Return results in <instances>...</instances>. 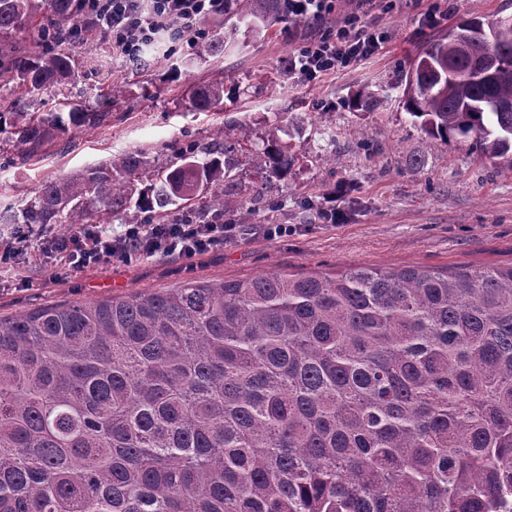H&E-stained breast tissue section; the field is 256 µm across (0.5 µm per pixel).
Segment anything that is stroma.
Returning a JSON list of instances; mask_svg holds the SVG:
<instances>
[{
  "label": "stroma",
  "instance_id": "stroma-1",
  "mask_svg": "<svg viewBox=\"0 0 512 512\" xmlns=\"http://www.w3.org/2000/svg\"><path fill=\"white\" fill-rule=\"evenodd\" d=\"M432 0H404L400 12L382 16L392 40L356 70L315 83L285 79L288 56L306 26L270 20L243 46L208 63L192 47L148 59L137 69L90 41L72 46L78 76L73 99L94 104L121 82L127 96L98 126L71 130L38 149L0 134V209H22L45 180L108 164L135 149L175 155L191 143H208L216 126L251 116L265 132H289L297 162L288 181L254 204L224 250L190 259L135 256L104 263L55 282L42 253L29 251L15 266H0V316L142 291L188 281L220 282L281 271L336 275L352 266H498L512 263V171L493 169L479 155L424 134L404 110L400 78L416 55L450 23L479 15H512V0H452L447 19L427 27L421 14ZM223 79V112H188L184 91ZM380 99L371 112L349 106L357 93ZM334 136L339 164L322 156ZM336 208L328 224L319 210ZM267 224H293L296 233L267 238Z\"/></svg>",
  "mask_w": 512,
  "mask_h": 512
}]
</instances>
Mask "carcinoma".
Instances as JSON below:
<instances>
[{
    "instance_id": "carcinoma-1",
    "label": "carcinoma",
    "mask_w": 512,
    "mask_h": 512,
    "mask_svg": "<svg viewBox=\"0 0 512 512\" xmlns=\"http://www.w3.org/2000/svg\"><path fill=\"white\" fill-rule=\"evenodd\" d=\"M70 2L45 0L44 51L0 54L24 91L0 134L19 145L100 124L125 93L89 107L61 89L63 110H33L73 72ZM38 8L0 0V39ZM224 14L253 34L254 0ZM227 44L203 40L199 61ZM403 97L424 134L512 170V109L490 107L512 104V16L448 27ZM186 99L221 112L224 83ZM245 147L263 182L288 179L291 148L244 114L166 160L157 187L135 189L146 152H126L45 181L0 224H110L132 201L142 224H249L224 208L226 156ZM0 512H512V264L273 271L0 318Z\"/></svg>"
}]
</instances>
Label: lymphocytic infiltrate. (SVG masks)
Listing matches in <instances>:
<instances>
[{
  "label": "lymphocytic infiltrate",
  "instance_id": "obj_1",
  "mask_svg": "<svg viewBox=\"0 0 512 512\" xmlns=\"http://www.w3.org/2000/svg\"><path fill=\"white\" fill-rule=\"evenodd\" d=\"M288 18L310 33L294 47L288 72L307 82L350 69L379 53L392 38L378 14L400 11L403 0H356L354 11L340 15L337 0H279ZM74 13L94 26L100 41L129 64L143 63L158 52L165 39L194 45L207 36L209 24L224 18V0H74ZM233 224H195L174 219L170 224H131L110 236L97 225L85 224L71 235L23 232L0 241V264H10L28 246H36L60 278L112 259L125 261L146 254L185 255L223 249L233 239Z\"/></svg>",
  "mask_w": 512,
  "mask_h": 512
}]
</instances>
